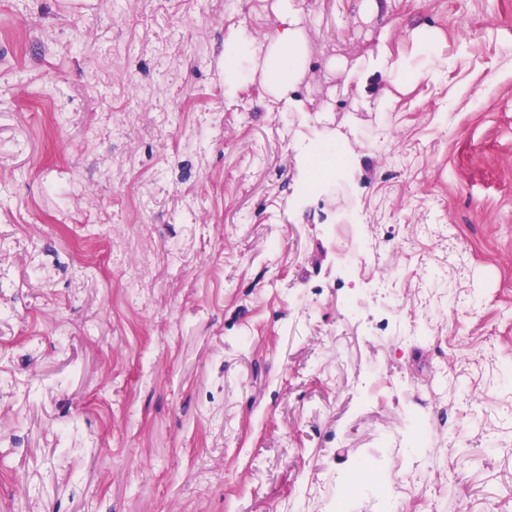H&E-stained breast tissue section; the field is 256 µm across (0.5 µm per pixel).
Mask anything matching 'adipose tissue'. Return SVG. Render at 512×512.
<instances>
[{"label": "adipose tissue", "instance_id": "1", "mask_svg": "<svg viewBox=\"0 0 512 512\" xmlns=\"http://www.w3.org/2000/svg\"><path fill=\"white\" fill-rule=\"evenodd\" d=\"M275 12L281 26L275 33L256 40L249 32H233L225 43L224 75L228 89H236L240 82L239 59H253L270 92L283 100L288 109L302 111V103L295 98L294 89L306 71L304 52L308 45L301 11L296 0H275ZM420 50L419 61H411L394 54L388 44H380L376 54L362 60L370 71L381 72L388 86L377 100L380 111H387L397 95L407 93L416 83L428 77L444 59L438 51L442 35L438 30L419 28L415 31Z\"/></svg>", "mask_w": 512, "mask_h": 512}]
</instances>
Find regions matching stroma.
I'll use <instances>...</instances> for the list:
<instances>
[{
	"label": "stroma",
	"mask_w": 512,
	"mask_h": 512,
	"mask_svg": "<svg viewBox=\"0 0 512 512\" xmlns=\"http://www.w3.org/2000/svg\"><path fill=\"white\" fill-rule=\"evenodd\" d=\"M296 2L300 112L225 93L273 0H0V512H330L366 459L396 512H512V0ZM419 27L448 64L378 111L347 65ZM337 147L343 148L342 144L335 140L315 139L308 143H303L300 146V160L303 163H311L318 155H335ZM328 165L329 163L321 157H316L313 160L312 189L317 190L321 188L323 173Z\"/></svg>",
	"instance_id": "1"
}]
</instances>
